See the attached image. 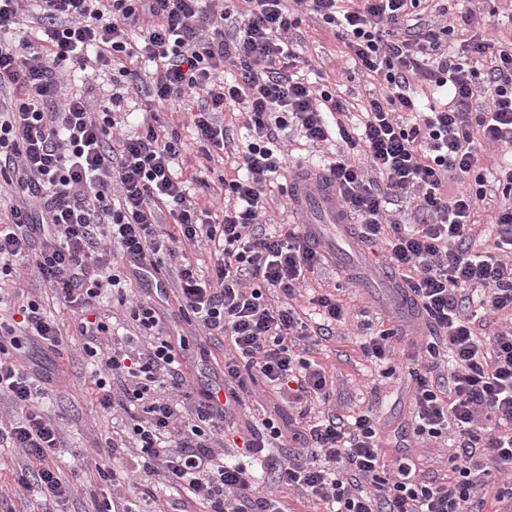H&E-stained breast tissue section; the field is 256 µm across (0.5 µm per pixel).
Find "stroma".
Returning a JSON list of instances; mask_svg holds the SVG:
<instances>
[{"instance_id":"35a3bbf8","label":"stroma","mask_w":512,"mask_h":512,"mask_svg":"<svg viewBox=\"0 0 512 512\" xmlns=\"http://www.w3.org/2000/svg\"><path fill=\"white\" fill-rule=\"evenodd\" d=\"M447 7L449 18H457L466 12H474L481 26L486 27L493 39L512 41V0H425L422 17L439 21V7ZM303 43L299 53L314 57L317 68L310 73V81L332 85L356 111H363L370 86L365 77L358 75L344 56L345 46L333 31L319 26L311 18H303L299 24ZM119 113L128 123L130 132L144 130L146 124L162 125L188 141L189 147L179 168L184 175L195 176L190 192L199 204H224L222 178L235 163L227 154L203 157L191 141L194 137L186 113L172 110L143 112L129 100H122ZM112 272L121 280L120 293L106 294L100 298L97 310L108 324L121 327L128 322L129 302L137 300L158 301L161 309L175 304L176 268L169 261H161L156 269L142 271L125 260L120 252L112 254ZM308 288L341 287L342 299L348 305L366 309L369 322L406 320L407 330L424 331L423 319H407L405 310L394 303L393 290L387 282L375 281L372 288H358L351 280L338 272L335 266L324 265L322 271L309 276ZM22 288L25 295L40 300L46 316L54 320L61 332L63 345L60 352L44 354L37 348H26L25 355L31 366L41 372L54 374L56 380L48 384L41 400V409L50 416H61L64 432L63 444L55 455L56 464L63 479H71L74 471H82L74 495L66 505L68 512H95L98 502L109 501L112 512H121L123 503L113 499L112 489L101 484L97 465H89L86 451L93 445H105L112 436L113 420L109 411L100 407L98 390L92 381V366L85 358L82 340L77 330L80 314L44 288L33 270L23 272L20 284H0V295L11 296L15 288ZM126 297L127 305H120L119 297ZM168 334L183 337L182 355L187 386L194 397L212 385L221 383L224 356L230 347L223 337H212L196 324L178 318L164 322ZM362 332L359 318H350L337 325L333 336L321 341L310 352L311 360L322 364L334 380V397L330 404L333 412L349 415L354 411L373 408L384 424V441L388 455L409 451L416 457L421 474L431 475L443 469L448 461L450 447L435 439L413 436L414 418L413 386L408 369L411 350L401 345L395 356V376L384 378L378 367L366 360L357 345ZM247 409L237 411L230 420L231 430H238L252 415L269 417L282 423L298 418V409L289 407L275 391L265 384H258L247 399ZM23 457L15 448L0 447V512H43L45 505L36 494L17 490Z\"/></svg>"}]
</instances>
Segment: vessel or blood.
Listing matches in <instances>:
<instances>
[{"instance_id": "obj_1", "label": "vessel or blood", "mask_w": 512, "mask_h": 512, "mask_svg": "<svg viewBox=\"0 0 512 512\" xmlns=\"http://www.w3.org/2000/svg\"><path fill=\"white\" fill-rule=\"evenodd\" d=\"M290 209L295 223L304 225L316 250L335 257L336 241L341 238L352 252H359V244L349 230V219L336 203V189L320 169L311 166L294 177Z\"/></svg>"}]
</instances>
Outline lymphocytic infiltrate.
<instances>
[{
    "label": "lymphocytic infiltrate",
    "mask_w": 512,
    "mask_h": 512,
    "mask_svg": "<svg viewBox=\"0 0 512 512\" xmlns=\"http://www.w3.org/2000/svg\"><path fill=\"white\" fill-rule=\"evenodd\" d=\"M243 2L234 14L227 0H0V92L12 93L0 99V176L15 174L22 193L10 208L12 223L0 224V276L24 260L59 299L88 312L104 289L120 284L108 272L107 244H119L137 265L178 257L184 244L202 239L213 245L211 277L180 266L177 301L181 316L231 343L223 392L198 401L185 391L179 350L154 303L135 306L133 332L115 337L108 353L106 322L78 326L84 352L103 367L99 402L123 426L108 447L131 461L122 473L99 469L113 490L134 485L151 499L162 485L181 494L184 510L199 503L210 512H285L286 491L326 512H472L485 461L512 476V165L491 176L480 156L485 144L512 154V44L472 32L470 14L459 29L423 23L420 0ZM30 3L42 35L15 39ZM302 10L333 29L374 80L359 123H343L342 99L300 75L290 33ZM452 37L459 51H449ZM142 60L154 72L139 69ZM63 65L117 71L122 87L143 93L151 108L188 104L207 153L224 148L218 112L241 106L248 140L240 175L224 182L221 217L189 200L188 179L174 170L184 150L177 136L151 125L116 135L108 104L63 94ZM228 65L236 73L227 80ZM419 84L432 86L440 100L422 103ZM291 124L312 145L337 141L326 169L354 234L363 244H383L386 264L426 318L429 338L410 372L413 431L454 437L446 479L419 475L410 454L386 457L381 422L369 409L349 421L309 418L291 436L296 451L272 462L266 450L282 438L280 427L269 419L248 426L238 452L263 462L270 485L242 464L214 462L226 413L243 404L248 381L262 378L298 405L329 397L325 369L298 346L331 335L333 323L351 313L333 293L313 297L325 322L309 328L291 301L326 259L300 226L270 233L261 222L271 184L287 168L279 133ZM459 178L466 189L450 191V180ZM394 199L412 201L413 223L391 220ZM493 201L496 249L478 252L475 215ZM164 214L177 234L158 233ZM469 288L481 289L480 309L505 317V325L478 335ZM18 312L19 321L0 319V396L21 417L0 428V441L10 440L32 463L21 485L61 506L73 487L54 463L60 429L37 411L40 376L16 352L29 341L52 350L62 339L38 302ZM404 334L384 323L361 342L365 357L384 362L382 376L394 374L388 360ZM445 350L455 366L446 390L436 378Z\"/></svg>",
    "instance_id": "f902f5d3"
}]
</instances>
